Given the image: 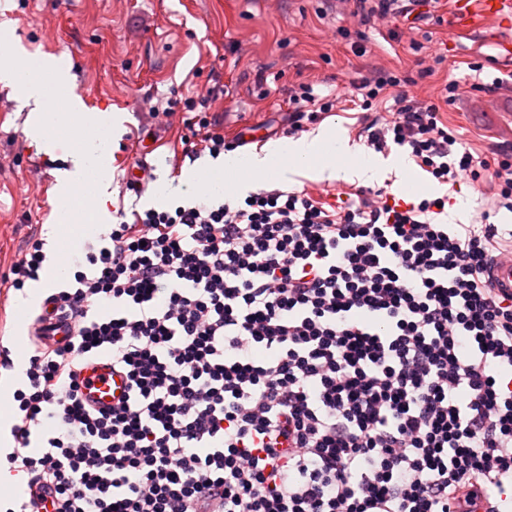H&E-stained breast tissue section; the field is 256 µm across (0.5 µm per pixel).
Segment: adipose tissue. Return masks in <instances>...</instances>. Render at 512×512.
Listing matches in <instances>:
<instances>
[{
	"mask_svg": "<svg viewBox=\"0 0 512 512\" xmlns=\"http://www.w3.org/2000/svg\"><path fill=\"white\" fill-rule=\"evenodd\" d=\"M0 81L8 86L21 89V104L28 107V134L40 151L50 154L54 144L45 139V127L58 122L71 126L77 137V145L70 153L69 169L61 172L56 185V196L67 200L73 183L82 179L87 171H94L99 195H106L112 181L111 166L107 159L110 143L106 138L95 135V127L102 117L88 112L51 113L46 109L45 91L42 84L33 78L21 77L14 54L0 53ZM361 151L351 145L348 139L336 137L329 130H319L316 135L284 144H267L260 150L245 157L225 154L224 166L228 169L242 168L252 174L251 180L242 184L243 189L254 190L262 177L274 174L280 179L304 171L315 172L321 178L335 180L355 170L360 176L370 178L379 171L375 160H361Z\"/></svg>",
	"mask_w": 512,
	"mask_h": 512,
	"instance_id": "1",
	"label": "adipose tissue"
}]
</instances>
